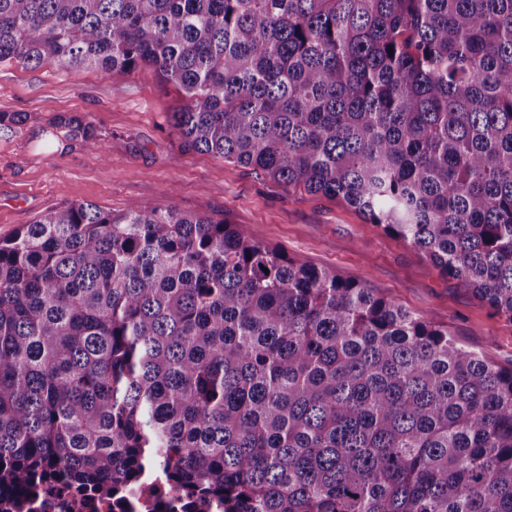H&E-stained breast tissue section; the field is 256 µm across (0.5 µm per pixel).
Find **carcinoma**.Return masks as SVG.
I'll return each instance as SVG.
<instances>
[{
  "label": "carcinoma",
  "instance_id": "obj_1",
  "mask_svg": "<svg viewBox=\"0 0 512 512\" xmlns=\"http://www.w3.org/2000/svg\"><path fill=\"white\" fill-rule=\"evenodd\" d=\"M13 62L154 67L187 147L346 203L512 322V0H0ZM51 126L105 156L88 116ZM156 466L223 512H512V368L222 219L49 210L0 239V493Z\"/></svg>",
  "mask_w": 512,
  "mask_h": 512
}]
</instances>
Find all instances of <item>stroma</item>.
I'll list each match as a JSON object with an SVG mask.
<instances>
[{
  "label": "stroma",
  "instance_id": "stroma-1",
  "mask_svg": "<svg viewBox=\"0 0 512 512\" xmlns=\"http://www.w3.org/2000/svg\"><path fill=\"white\" fill-rule=\"evenodd\" d=\"M186 103L184 92L151 67L75 75L58 64H0V112L29 115L0 137V237L72 202L114 212L133 203L172 206L222 218L308 264L393 297L446 326L486 361L512 368V323L442 277L406 241L340 200L186 149L169 124ZM67 114L92 118L107 136L105 156L51 135L49 121Z\"/></svg>",
  "mask_w": 512,
  "mask_h": 512
}]
</instances>
